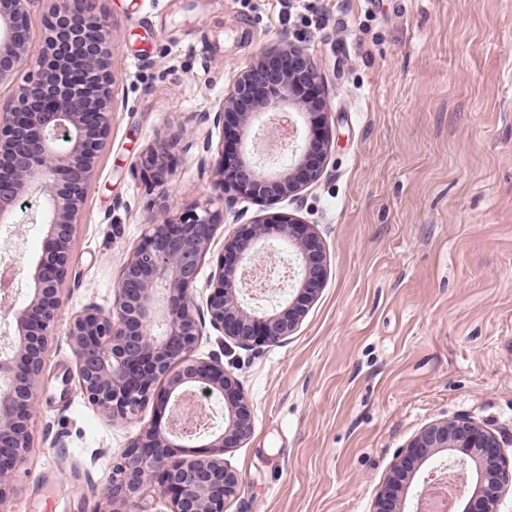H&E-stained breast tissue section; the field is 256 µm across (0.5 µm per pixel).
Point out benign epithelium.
I'll list each match as a JSON object with an SVG mask.
<instances>
[{"mask_svg":"<svg viewBox=\"0 0 512 512\" xmlns=\"http://www.w3.org/2000/svg\"><path fill=\"white\" fill-rule=\"evenodd\" d=\"M30 0H0V86L12 84L30 56ZM112 29L94 10L77 14L76 0H54L45 46L35 70L18 85L0 113V231L16 228L17 210L33 208L29 220L47 226L43 252L29 275V292L6 314L16 328L0 347V503L6 481L26 460L35 419L37 384L43 355L56 335L64 307L63 285L70 270L73 227L96 159L107 139L113 112ZM278 68L259 58L239 75L217 109L213 123L244 131L258 112L299 110L295 88L305 80L313 102L305 113L308 132L299 138L290 120L293 160L268 173L252 165L246 150L222 149L224 167L239 166L244 181L224 179L215 189L253 199H294L316 183L331 152L323 78L315 60L288 44L275 50ZM266 98L259 111L239 109L250 87ZM158 185L168 175L165 153L152 151L141 160ZM173 204L162 193L149 231L133 248L118 279L112 305L87 307L68 325L79 388L109 420L133 423L143 403L160 393L163 404L178 405L188 393L224 400V424L202 432L178 431L171 422L141 429L113 466L107 496L112 512L140 497L153 476L171 512H224L241 487V478L224 465V449L243 444L253 428L250 405L236 381L216 359L194 357L205 323L245 346L277 344L292 335L305 307L323 288L327 267L319 237L288 213L253 224L246 234L227 241L224 257L211 277L206 309L196 306L192 290L209 250L219 216L208 207L192 208L173 218ZM285 240L295 256L297 294L284 306L260 312L245 305V271L257 244ZM212 449L205 459H187L175 449L194 443ZM480 449L477 466L480 512H497L500 498L512 489V471L501 461L500 442L468 417L425 427L399 455L390 480L410 483L419 467L447 449Z\"/></svg>","mask_w":512,"mask_h":512,"instance_id":"obj_1","label":"benign epithelium"}]
</instances>
